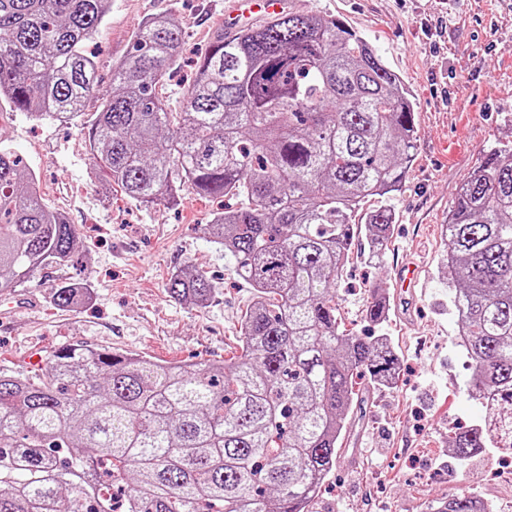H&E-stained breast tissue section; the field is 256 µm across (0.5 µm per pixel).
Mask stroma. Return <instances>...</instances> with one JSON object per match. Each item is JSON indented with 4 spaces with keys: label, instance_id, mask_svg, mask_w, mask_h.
Masks as SVG:
<instances>
[{
    "label": "stroma",
    "instance_id": "obj_1",
    "mask_svg": "<svg viewBox=\"0 0 512 512\" xmlns=\"http://www.w3.org/2000/svg\"><path fill=\"white\" fill-rule=\"evenodd\" d=\"M290 12L321 13L364 34L411 92L416 109L413 162L392 196L396 220L378 254L353 247L337 315L358 336H387L398 357L396 382L378 385L354 410L357 466L337 458L309 512H433L437 502L469 495L491 512H512V464L490 449L461 464L448 439L481 409L465 386L467 364L458 321L448 306L442 227L460 183L492 148L512 145V0H291ZM224 0H111L98 37L97 83L107 90L112 63L128 54L137 28L164 13L182 24L178 49L192 60L223 23ZM0 140L40 181L51 208L75 224L87 298L53 305L55 280L40 275L41 307L17 310L0 325V363L24 373L26 352L68 343L197 366L223 360L236 345L250 301L224 250L204 231L220 201L183 193L178 205L149 208L93 174L84 134L51 119L33 121L0 107ZM206 270L214 294L204 306L171 298L169 276L184 264ZM417 269L414 290L394 294L401 265ZM393 297L379 326L366 318L377 284Z\"/></svg>",
    "mask_w": 512,
    "mask_h": 512
}]
</instances>
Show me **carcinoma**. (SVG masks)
<instances>
[{
	"label": "carcinoma",
	"instance_id": "1",
	"mask_svg": "<svg viewBox=\"0 0 512 512\" xmlns=\"http://www.w3.org/2000/svg\"><path fill=\"white\" fill-rule=\"evenodd\" d=\"M108 0H0V101L32 119L82 121L98 61L86 50ZM183 26L159 14L112 64L87 121L96 173L144 207L191 190L224 199L206 233L253 298L238 345L204 369L72 343L32 375L0 369V512H308L353 407L395 380L387 338L340 329L338 281L354 242L376 252L412 163L415 106L360 33L322 14L277 15L214 35L175 108L160 88ZM380 204L363 210L365 200ZM78 231L0 144V290L74 265ZM449 301L478 422L453 457L512 448V149L460 187L445 225ZM167 290L196 306L205 272ZM68 277L54 305L80 303ZM470 496L438 512H490Z\"/></svg>",
	"mask_w": 512,
	"mask_h": 512
}]
</instances>
